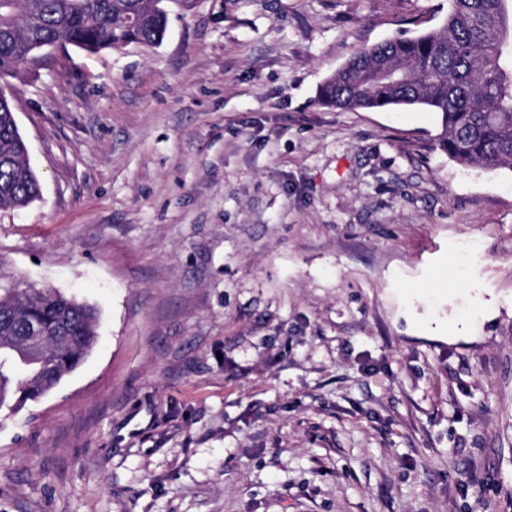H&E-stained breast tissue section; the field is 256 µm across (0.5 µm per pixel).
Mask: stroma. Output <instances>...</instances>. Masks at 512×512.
<instances>
[{
	"label": "stroma",
	"instance_id": "1",
	"mask_svg": "<svg viewBox=\"0 0 512 512\" xmlns=\"http://www.w3.org/2000/svg\"><path fill=\"white\" fill-rule=\"evenodd\" d=\"M448 0H194L0 79V271L99 342L0 419V512H512V171L321 84ZM26 145L10 100L0 92V209L25 207L40 196V183L24 157Z\"/></svg>",
	"mask_w": 512,
	"mask_h": 512
}]
</instances>
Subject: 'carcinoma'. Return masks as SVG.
<instances>
[{
    "mask_svg": "<svg viewBox=\"0 0 512 512\" xmlns=\"http://www.w3.org/2000/svg\"><path fill=\"white\" fill-rule=\"evenodd\" d=\"M164 0H0V79L29 50L58 42L83 51H119L162 42ZM442 27L395 37L357 53L321 85L329 107L372 110L423 106L440 115L439 149L463 164L512 170V0H449ZM10 100L0 96V209L25 207L40 183L24 157ZM45 361L25 352L31 325ZM96 311L54 288H24L0 271V411L48 396L97 344Z\"/></svg>",
    "mask_w": 512,
    "mask_h": 512,
    "instance_id": "carcinoma-1",
    "label": "carcinoma"
}]
</instances>
